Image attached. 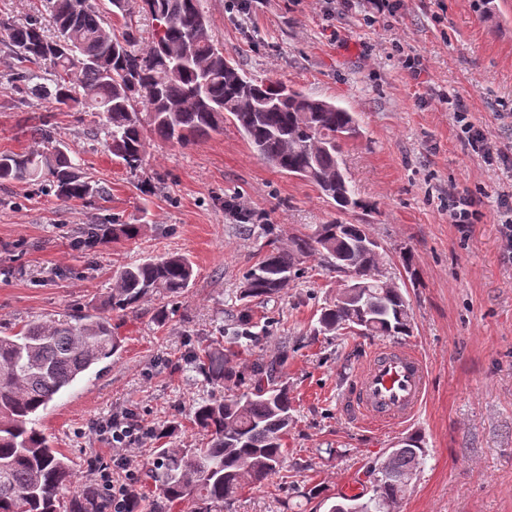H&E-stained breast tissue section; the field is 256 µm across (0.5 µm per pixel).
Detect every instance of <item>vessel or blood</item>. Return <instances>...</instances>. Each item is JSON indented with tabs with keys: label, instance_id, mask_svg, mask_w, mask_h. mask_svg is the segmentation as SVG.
<instances>
[{
	"label": "vessel or blood",
	"instance_id": "obj_1",
	"mask_svg": "<svg viewBox=\"0 0 512 512\" xmlns=\"http://www.w3.org/2000/svg\"><path fill=\"white\" fill-rule=\"evenodd\" d=\"M426 389L421 358L402 347L379 349L363 371L353 396V410L362 420L378 424L405 421L420 408Z\"/></svg>",
	"mask_w": 512,
	"mask_h": 512
}]
</instances>
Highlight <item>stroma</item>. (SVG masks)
<instances>
[{"mask_svg": "<svg viewBox=\"0 0 512 512\" xmlns=\"http://www.w3.org/2000/svg\"><path fill=\"white\" fill-rule=\"evenodd\" d=\"M203 8L231 63L355 113L360 135L344 164L362 205L338 211L310 181L261 160L229 121L222 134L184 147L152 142L144 171L131 174L107 151L101 116L58 112L33 96L19 102L0 44V152L33 150L31 128L50 119L54 139L107 191L89 205L0 182V334L99 311L120 265L171 254L194 265L195 280L178 297L113 315L119 352L41 412L40 428L73 462L70 496L112 459L96 423L129 413L155 430L178 424L165 439L145 440L129 470L113 474L153 500L144 473L155 448L203 439L190 410L214 389L190 356L246 314L254 340L232 346L238 378L223 392L246 391L242 379L255 364L287 353L293 424L283 471L246 485L232 512H327L335 497L361 492L367 467L411 434L427 456L394 512H512V257L499 232L512 168L487 165L465 146L442 101L462 96L473 120L512 151V0H390L382 11L370 0L349 10L341 0H253L246 15L227 0H203ZM464 195L480 216L461 226L451 214ZM237 207L252 223H238ZM334 219L366 225L376 240L380 275L409 303L410 335L319 331L321 307L347 278L317 255L278 296L242 300L243 276L270 242L288 246ZM112 222L143 230L131 241L77 245L80 227ZM407 252L410 274L401 263ZM384 345L421 355L428 395L412 420L372 427L353 416L350 400Z\"/></svg>", "mask_w": 512, "mask_h": 512, "instance_id": "1", "label": "stroma"}]
</instances>
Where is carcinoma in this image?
<instances>
[{
    "mask_svg": "<svg viewBox=\"0 0 512 512\" xmlns=\"http://www.w3.org/2000/svg\"><path fill=\"white\" fill-rule=\"evenodd\" d=\"M125 20L121 37L103 29L91 0H46V14L23 22L0 17V40L13 59V90L40 96L56 111L78 107L103 115L112 156L136 173L152 138L178 145L224 130L233 121L253 151L278 171L317 185L340 209L362 208L343 168V147L359 135L354 113L272 80L247 75L231 64L209 35L202 0H109ZM145 12L155 27L137 47L130 19ZM41 152H1L0 181L48 183L56 196L93 202L103 187L79 171L48 125L31 132ZM140 224H91L79 231L86 244L134 240ZM364 224H319L275 248L244 276L242 298L264 301L298 275L304 257L321 255L349 273L359 297L321 309L320 330L359 329L368 335L410 333L409 304L401 289L376 278L380 254L363 248ZM191 260L171 255L118 269L104 311L70 321L29 320L0 336V512H106L97 488L64 501L73 478L68 457L51 447L36 419L64 388L94 365L117 354L120 338L108 313H121L157 293L176 296L190 287ZM212 385L237 377L219 340L191 355ZM278 357L253 367L250 391L203 400L192 407L194 424L209 436L199 448H159L148 477L156 499L152 512L202 502L230 510L244 486L263 483L283 469L284 438L292 424V398ZM391 452L384 469L371 465L372 495H342L358 512H382L378 499L397 501L424 462L422 440Z\"/></svg>",
    "mask_w": 512,
    "mask_h": 512,
    "instance_id": "1",
    "label": "carcinoma"
}]
</instances>
